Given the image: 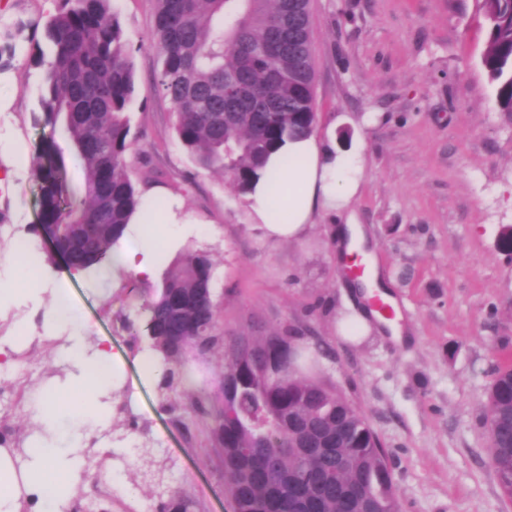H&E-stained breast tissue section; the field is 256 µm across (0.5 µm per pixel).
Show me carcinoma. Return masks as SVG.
Here are the masks:
<instances>
[{"mask_svg":"<svg viewBox=\"0 0 512 512\" xmlns=\"http://www.w3.org/2000/svg\"><path fill=\"white\" fill-rule=\"evenodd\" d=\"M290 0H154L152 39L161 59L155 82L175 114L181 147L202 169H218L245 195L267 158L289 138L315 134V59L310 0H298L295 55L288 56ZM486 24L481 63L496 86L499 111L512 121V0H476ZM47 48L43 121L61 131L84 171L70 191L64 158L53 143L34 162L39 228L54 227L70 267L90 268L109 256L130 214L141 205L133 179L130 106L133 50L112 0H58L44 23ZM213 262L187 251L145 303L149 348L162 355L160 389L184 380L187 358L224 348L211 416L221 449L232 512H401L388 453L368 419L336 385L302 374L299 341L282 327L258 335H220L213 302ZM490 465L512 498V365L497 369L484 404ZM335 444L305 467L304 445L316 431ZM140 449L143 478L160 512H190L168 494L163 470Z\"/></svg>","mask_w":512,"mask_h":512,"instance_id":"cac0c4a2","label":"carcinoma"}]
</instances>
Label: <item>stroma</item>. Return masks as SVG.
<instances>
[{
  "instance_id": "stroma-1",
  "label": "stroma",
  "mask_w": 512,
  "mask_h": 512,
  "mask_svg": "<svg viewBox=\"0 0 512 512\" xmlns=\"http://www.w3.org/2000/svg\"><path fill=\"white\" fill-rule=\"evenodd\" d=\"M112 6L136 70L133 171L163 170L203 222L192 245L212 258L222 332L288 325L319 337L324 353L314 375L343 387L367 417L388 451L402 512H512L490 466L483 423L492 371L512 362V255L496 246L501 227L512 225V124L502 118L481 65L486 28L475 0L311 2L316 135L343 151L362 150L351 208L399 308L406 329L399 341L378 323L356 340L341 339L339 323L356 321L363 305L334 255L333 229L344 215L317 216L301 242L262 240L228 178L199 168L176 140L170 104L155 84L152 0ZM56 7V0H0V20L26 26L19 43L0 39V70L17 75L0 95L16 99L9 126L28 158L54 139L76 190L83 169L68 141L42 120V71L31 62L46 43L42 23ZM37 193L29 174L0 198V253L28 236L49 287L63 290L91 336L130 356L112 389L110 426L132 451L103 476L96 462L109 445L100 431L86 432L83 496H111L112 512H159L155 489L139 473L136 451L146 447L169 490L190 499L193 512H231L212 420L191 406L199 385L162 394L133 360L148 344L143 305L156 284L125 283L104 293L90 276H66L61 259L32 230ZM41 323L37 314H0V336L27 329L17 370L0 378V420L25 446L39 428L19 394L34 395L66 376L57 361L60 342L45 338Z\"/></svg>"
}]
</instances>
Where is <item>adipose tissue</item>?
Listing matches in <instances>:
<instances>
[{
    "label": "adipose tissue",
    "mask_w": 512,
    "mask_h": 512,
    "mask_svg": "<svg viewBox=\"0 0 512 512\" xmlns=\"http://www.w3.org/2000/svg\"><path fill=\"white\" fill-rule=\"evenodd\" d=\"M361 179L360 156L345 157L313 136L288 142L269 157L264 175L246 196L248 220L269 243L303 240L316 213L347 209ZM280 209L285 217L279 221L274 213ZM199 230L198 220L187 212L182 199L158 187L147 189L109 260L98 266L99 285L113 289L131 276L151 280L176 243ZM336 239L340 266L364 258L363 281L378 279L377 265L366 258V238L359 224L338 226ZM26 244L25 238H17L9 254L0 257V311L40 310L45 333H67L68 342L58 352L67 374L49 395L37 397L36 419L42 432L27 448L23 467L15 468L11 454L0 448V512H18L17 502L24 494L33 499L34 512H69L87 464L82 432L108 426L113 378L126 360L105 341L89 345L90 327L80 313L63 295H49L42 287L44 270H37L25 283L16 279L11 268ZM48 470L55 479L46 484L41 476Z\"/></svg>",
    "instance_id": "adipose-tissue-1"
}]
</instances>
